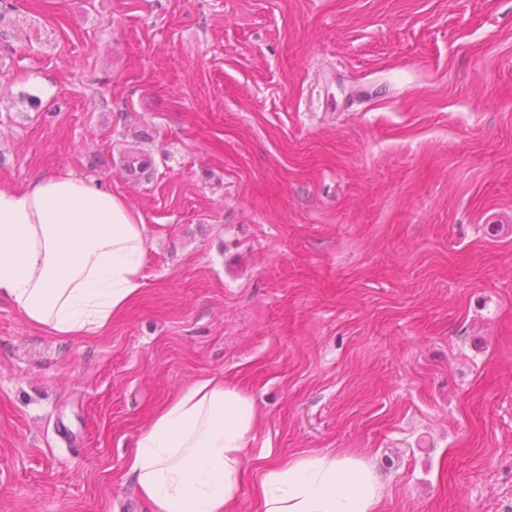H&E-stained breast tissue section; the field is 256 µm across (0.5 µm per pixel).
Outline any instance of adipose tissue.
I'll return each instance as SVG.
<instances>
[{
    "mask_svg": "<svg viewBox=\"0 0 512 512\" xmlns=\"http://www.w3.org/2000/svg\"><path fill=\"white\" fill-rule=\"evenodd\" d=\"M149 227L124 198L74 174L0 187V302L53 336L106 332L138 297ZM256 411L214 372L157 408L125 462L153 512H379L380 474L356 453H264L247 478Z\"/></svg>",
    "mask_w": 512,
    "mask_h": 512,
    "instance_id": "ef3b65f1",
    "label": "adipose tissue"
}]
</instances>
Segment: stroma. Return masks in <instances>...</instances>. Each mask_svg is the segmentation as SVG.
<instances>
[{
	"label": "stroma",
	"mask_w": 512,
	"mask_h": 512,
	"mask_svg": "<svg viewBox=\"0 0 512 512\" xmlns=\"http://www.w3.org/2000/svg\"><path fill=\"white\" fill-rule=\"evenodd\" d=\"M69 172L148 224L143 288L91 338L0 303V512H151L125 459L214 371L244 467L512 512V0H0V187Z\"/></svg>",
	"instance_id": "35a3bbf8"
}]
</instances>
